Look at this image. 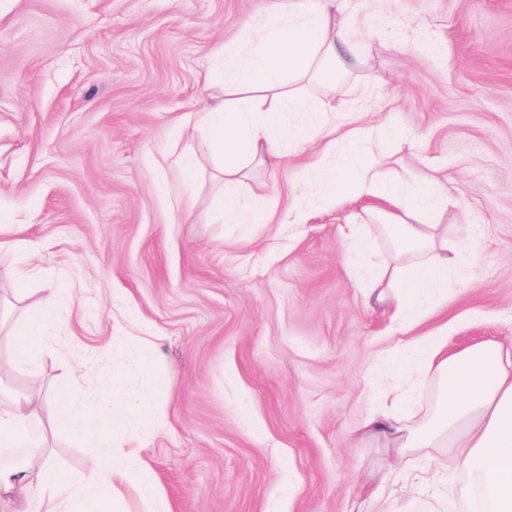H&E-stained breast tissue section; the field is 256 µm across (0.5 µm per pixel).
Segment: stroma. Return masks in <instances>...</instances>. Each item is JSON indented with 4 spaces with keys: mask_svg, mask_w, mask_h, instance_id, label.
<instances>
[{
    "mask_svg": "<svg viewBox=\"0 0 512 512\" xmlns=\"http://www.w3.org/2000/svg\"><path fill=\"white\" fill-rule=\"evenodd\" d=\"M289 0H8L0 8V264L12 326L54 289L36 366L0 335V390L37 394L56 478L93 455L54 428L73 387L91 403L149 400L139 425L114 410L170 512H463L467 477L438 469L444 448L399 456L360 427L385 388L407 396L411 431L438 410L437 372L411 367L418 340L448 329V350L512 344V0H345L354 55L310 97L381 122L389 178L447 195L448 245L468 258L443 307L414 328L372 307L341 229L362 202L312 199L305 172L330 147V112L285 113L311 140L277 166L220 184L200 138H178L205 100L220 54ZM250 208L225 223L218 190ZM296 206L303 224L270 211Z\"/></svg>",
    "mask_w": 512,
    "mask_h": 512,
    "instance_id": "1",
    "label": "stroma"
}]
</instances>
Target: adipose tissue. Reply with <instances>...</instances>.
I'll use <instances>...</instances> for the list:
<instances>
[{"label": "adipose tissue", "mask_w": 512, "mask_h": 512, "mask_svg": "<svg viewBox=\"0 0 512 512\" xmlns=\"http://www.w3.org/2000/svg\"><path fill=\"white\" fill-rule=\"evenodd\" d=\"M353 31L336 0H289L287 12H274L238 44L224 51V67L207 80L223 85L224 97L202 113L201 133L226 175L242 172L261 157L278 158L287 140L305 138L303 128L277 120L265 110L260 93L278 99L282 112H310L305 97L284 92L285 74H307L328 58L353 53ZM338 167L320 160L308 174L309 187L323 189L332 179L357 197L385 196L392 208L391 227L401 245L404 263L390 277L395 316L412 301H432L448 285V273L462 260L448 247V228L440 224L438 193L402 182H384L381 162L357 135ZM52 300L31 308L17 331V360L34 363L40 353ZM445 340L429 337L423 350L428 365L446 373V404L436 433L455 450L451 468L467 472L488 499L487 512H512V346L478 345L445 356ZM113 408L89 407L84 393L71 391L55 406L58 427L80 435L96 453L88 468L71 479H54V467L40 471L26 466L0 467V501H12L19 512H113L128 489H136L146 512H166L159 488L140 449L114 440Z\"/></svg>", "instance_id": "1"}]
</instances>
